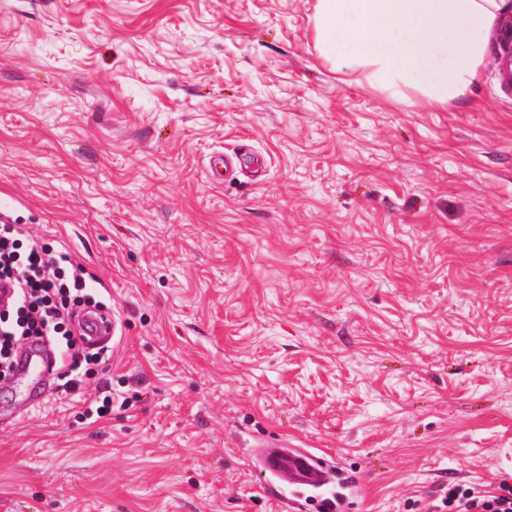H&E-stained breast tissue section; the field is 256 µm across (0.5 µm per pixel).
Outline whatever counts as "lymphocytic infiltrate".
<instances>
[{
	"instance_id": "f902f5d3",
	"label": "lymphocytic infiltrate",
	"mask_w": 512,
	"mask_h": 512,
	"mask_svg": "<svg viewBox=\"0 0 512 512\" xmlns=\"http://www.w3.org/2000/svg\"><path fill=\"white\" fill-rule=\"evenodd\" d=\"M0 282L12 285L14 301L0 310V378L20 364L19 340L41 344L56 341L70 359L64 387L76 392L82 385L85 364L106 361L104 350L80 344L71 320L77 306L91 302V283L84 267L68 252L56 251L32 240L21 224L0 225ZM440 512H512V485L501 483L496 491L449 483Z\"/></svg>"
}]
</instances>
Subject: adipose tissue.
Returning <instances> with one entry per match:
<instances>
[{
  "instance_id": "adipose-tissue-1",
  "label": "adipose tissue",
  "mask_w": 512,
  "mask_h": 512,
  "mask_svg": "<svg viewBox=\"0 0 512 512\" xmlns=\"http://www.w3.org/2000/svg\"><path fill=\"white\" fill-rule=\"evenodd\" d=\"M505 0H317L316 38L339 68L397 98L445 107L469 92Z\"/></svg>"
}]
</instances>
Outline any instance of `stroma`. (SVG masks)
Segmentation results:
<instances>
[{
  "label": "stroma",
  "instance_id": "1",
  "mask_svg": "<svg viewBox=\"0 0 512 512\" xmlns=\"http://www.w3.org/2000/svg\"><path fill=\"white\" fill-rule=\"evenodd\" d=\"M316 4L0 0V219L120 338L77 394L0 380V512H284L257 455L284 442L352 479L344 512L512 482L496 44L432 108L337 69Z\"/></svg>",
  "mask_w": 512,
  "mask_h": 512
}]
</instances>
